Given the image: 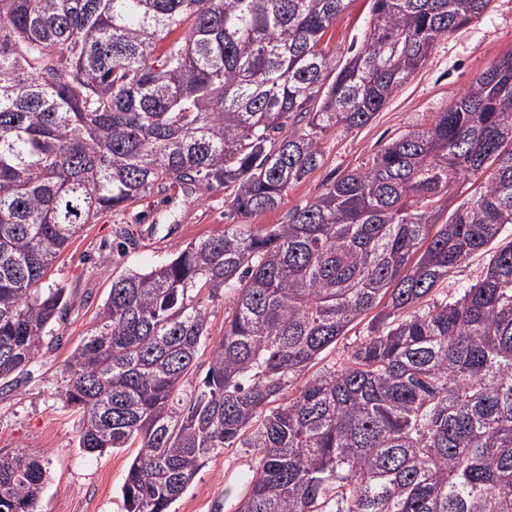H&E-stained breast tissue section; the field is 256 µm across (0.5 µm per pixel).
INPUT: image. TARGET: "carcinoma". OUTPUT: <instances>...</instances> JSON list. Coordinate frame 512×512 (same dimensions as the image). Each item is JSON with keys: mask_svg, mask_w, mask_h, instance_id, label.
Here are the masks:
<instances>
[{"mask_svg": "<svg viewBox=\"0 0 512 512\" xmlns=\"http://www.w3.org/2000/svg\"><path fill=\"white\" fill-rule=\"evenodd\" d=\"M347 0H0V393L52 350L72 293L44 285L86 224L152 189L278 208L330 130L367 125L435 42L491 0H370L361 43L323 38ZM479 192L448 210L455 187ZM512 53L434 119L288 221L112 276L67 358L78 448L140 443L125 512H172L205 463L252 448L234 512H512ZM459 297L423 300L473 254ZM235 307L209 333L199 295ZM347 357L295 379L373 310ZM44 456L0 454V512H35ZM207 292L204 296V305L207 308L208 322H209V339H207V348L200 356L197 367H195V373L193 384L198 382L205 375L209 365V353L211 347L217 344L224 336V315L227 311L234 306L233 297L231 295L220 293L214 298H207Z\"/></svg>", "mask_w": 512, "mask_h": 512, "instance_id": "carcinoma-1", "label": "carcinoma"}]
</instances>
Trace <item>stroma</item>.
<instances>
[{"instance_id":"obj_1","label":"stroma","mask_w":512,"mask_h":512,"mask_svg":"<svg viewBox=\"0 0 512 512\" xmlns=\"http://www.w3.org/2000/svg\"><path fill=\"white\" fill-rule=\"evenodd\" d=\"M368 20L369 0H350L324 40L348 48L363 38ZM510 51L512 0H491L485 13L436 43L426 64L367 126L329 132L321 141V164L289 186L280 207L252 216V224L285 223L289 210L312 200L340 173L362 166L399 135L430 123ZM225 224L223 191L202 198L170 185L119 214L85 225L57 261L50 280L72 288L73 300L66 317L49 328L54 349L35 358L12 391L0 394V453L24 449L44 453L49 460L38 512H124L120 488L137 450L102 455L79 451V416L59 398L69 380L65 361L94 327L95 312L107 296L109 271L167 262L181 246L222 233ZM121 226L134 233L135 248L116 249ZM104 255L110 258L106 269L99 265ZM255 464L253 449H224L201 469L175 503V512H233Z\"/></svg>"}]
</instances>
